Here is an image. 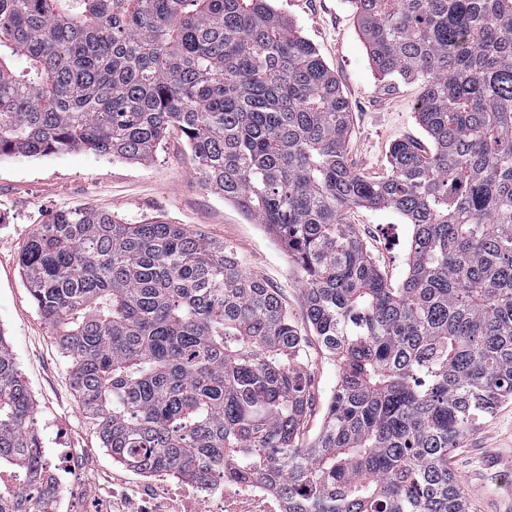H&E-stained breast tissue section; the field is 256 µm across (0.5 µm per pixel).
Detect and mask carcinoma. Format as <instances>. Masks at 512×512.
<instances>
[{
  "label": "carcinoma",
  "instance_id": "carcinoma-1",
  "mask_svg": "<svg viewBox=\"0 0 512 512\" xmlns=\"http://www.w3.org/2000/svg\"><path fill=\"white\" fill-rule=\"evenodd\" d=\"M388 82L420 81L424 155L348 164V103L271 0H0V155L135 161L177 128L198 182L280 239L339 375L323 427L304 338L279 296L180 224L57 211L19 264L112 459L229 473L284 512H468L450 451L512 400V0H352ZM412 225L388 285L351 207ZM36 408L0 338V512L54 489Z\"/></svg>",
  "mask_w": 512,
  "mask_h": 512
}]
</instances>
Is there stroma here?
Masks as SVG:
<instances>
[{
  "instance_id": "obj_1",
  "label": "stroma",
  "mask_w": 512,
  "mask_h": 512,
  "mask_svg": "<svg viewBox=\"0 0 512 512\" xmlns=\"http://www.w3.org/2000/svg\"><path fill=\"white\" fill-rule=\"evenodd\" d=\"M275 8L310 41L335 74L351 112L349 159L366 177L389 169L397 142L422 153L433 144L417 118L419 83L381 82L349 0H275ZM192 154L173 129L146 162L69 150L37 157L0 156V332L36 403L35 428L45 448H81L87 464L61 485L62 512H89L97 484L132 486L136 476L102 448L96 427L82 411L69 364L42 321L21 275L19 256L49 214L94 207L131 224L160 219L196 237L224 244L244 274L274 289L289 318L308 340L312 412L301 435L311 442L320 430L338 368L313 337L305 292L283 243L223 196L203 188L193 174ZM352 224L381 275L399 284L407 274L411 225L390 210L353 208ZM449 465L472 512H512V401L454 449Z\"/></svg>"
}]
</instances>
